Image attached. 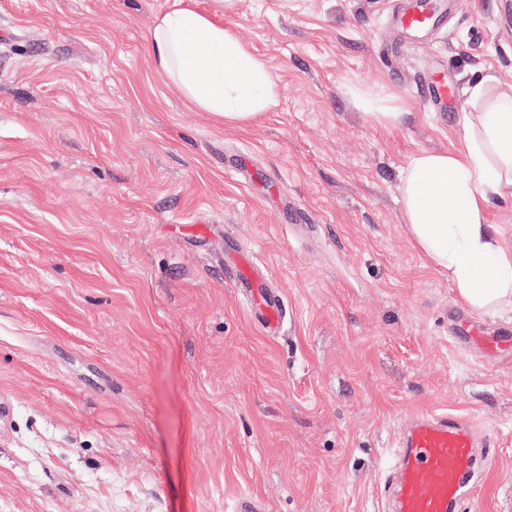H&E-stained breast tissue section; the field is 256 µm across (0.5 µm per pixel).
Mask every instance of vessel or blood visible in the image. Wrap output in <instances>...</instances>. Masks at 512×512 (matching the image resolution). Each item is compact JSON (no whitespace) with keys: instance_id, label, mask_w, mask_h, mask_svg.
<instances>
[{"instance_id":"b4317fda","label":"vessel or blood","mask_w":512,"mask_h":512,"mask_svg":"<svg viewBox=\"0 0 512 512\" xmlns=\"http://www.w3.org/2000/svg\"><path fill=\"white\" fill-rule=\"evenodd\" d=\"M442 15L429 0H405L396 15L398 26L409 32H427ZM236 270L251 308L261 312L266 332L282 325V310L248 258H239ZM401 467L394 491L395 512H458L486 466L479 458L469 422L455 414L416 420L403 435Z\"/></svg>"}]
</instances>
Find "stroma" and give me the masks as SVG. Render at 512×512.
I'll return each instance as SVG.
<instances>
[{"label": "stroma", "instance_id": "obj_1", "mask_svg": "<svg viewBox=\"0 0 512 512\" xmlns=\"http://www.w3.org/2000/svg\"><path fill=\"white\" fill-rule=\"evenodd\" d=\"M174 2L0 0V512H390L402 433L448 412L491 455L461 512H512V345L466 337L512 334V309L457 300L400 191L474 83L512 90L498 0H450L429 34L397 32L402 0H195L279 87L244 126L156 69ZM368 88L406 121L366 116ZM403 108L395 98L387 95L381 99V103L372 107V112H366L374 122L384 128H393L400 125L408 112H402ZM235 269L239 274L238 280L246 289L249 305L262 314V323L266 332L277 331L282 325V310L279 300L269 294L261 279L255 277L253 266L247 257L239 258Z\"/></svg>", "mask_w": 512, "mask_h": 512}]
</instances>
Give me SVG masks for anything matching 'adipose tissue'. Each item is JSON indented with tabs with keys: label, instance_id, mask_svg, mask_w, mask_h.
Segmentation results:
<instances>
[{
	"label": "adipose tissue",
	"instance_id": "ef3b65f1",
	"mask_svg": "<svg viewBox=\"0 0 512 512\" xmlns=\"http://www.w3.org/2000/svg\"><path fill=\"white\" fill-rule=\"evenodd\" d=\"M158 70L177 81L191 109L227 125L248 124L277 103L267 60L194 0H179L150 34ZM479 110L456 146L414 156L401 183L403 218L415 247L446 274L477 313L512 306V241L489 221L492 201L512 188V93L470 89Z\"/></svg>",
	"mask_w": 512,
	"mask_h": 512
}]
</instances>
